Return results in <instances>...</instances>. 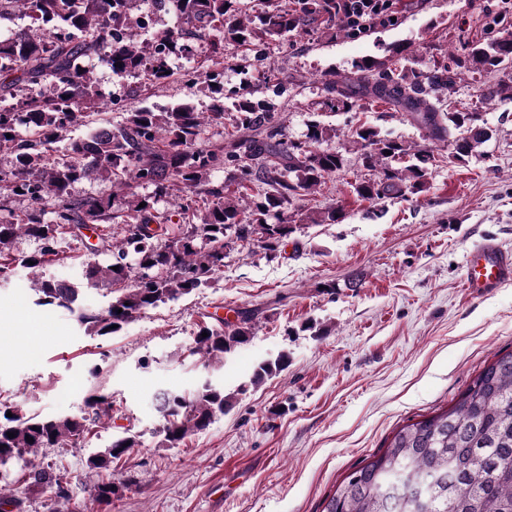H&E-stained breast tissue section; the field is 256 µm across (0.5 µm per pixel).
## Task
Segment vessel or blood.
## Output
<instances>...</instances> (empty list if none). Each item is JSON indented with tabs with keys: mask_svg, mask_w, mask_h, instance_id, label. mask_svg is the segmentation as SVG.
<instances>
[{
	"mask_svg": "<svg viewBox=\"0 0 512 512\" xmlns=\"http://www.w3.org/2000/svg\"><path fill=\"white\" fill-rule=\"evenodd\" d=\"M512 284V252L492 241L474 246L466 262L465 285L477 297L494 294Z\"/></svg>",
	"mask_w": 512,
	"mask_h": 512,
	"instance_id": "vessel-or-blood-1",
	"label": "vessel or blood"
}]
</instances>
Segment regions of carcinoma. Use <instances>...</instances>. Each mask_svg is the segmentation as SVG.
Wrapping results in <instances>:
<instances>
[{"instance_id":"obj_1","label":"carcinoma","mask_w":512,"mask_h":512,"mask_svg":"<svg viewBox=\"0 0 512 512\" xmlns=\"http://www.w3.org/2000/svg\"><path fill=\"white\" fill-rule=\"evenodd\" d=\"M132 0H0L3 14L24 12L37 29L0 40V153L12 157V169L0 174V199L28 202L22 212L0 220V279L9 278L14 244L26 236L40 243L27 256L40 307L64 308L88 335L112 336L146 310L191 294L209 284L224 268V248L236 243L275 252L296 230L288 205L317 189L340 171L343 153L324 149L336 129L319 120L302 141L285 140L283 124L262 101L243 97L234 103L235 128L219 144L200 143L203 128L224 119V44L251 51L257 44L314 24L346 31L342 0H264L265 9L251 16L244 0H179L176 24L153 29L144 38L131 23ZM210 41L211 64L183 74L187 85L211 100L202 112L190 101L162 110L134 108L114 130L72 139L67 158L49 162L47 152L73 127L99 114L92 60L113 78L136 76L151 88L173 77L171 61L195 53V42ZM512 63V27L497 13L485 17V36L469 41L454 65L437 64L426 72L401 66L399 60L360 61L353 75L323 79L325 108L357 112L363 102L381 101L422 130V142L389 138L376 126L361 124L350 143L371 172L352 184L353 193L371 206L423 192L435 162L433 145L446 142L452 158L464 162L480 154L490 133L480 113L443 108L440 93L454 85L457 69L480 73ZM228 170V180L214 184L212 170ZM115 184L107 198L76 199L71 186L85 178ZM261 187L249 208L241 209L236 193ZM143 186L153 188L143 195ZM21 192H16V189ZM179 189L189 195L186 210L193 220L164 244L163 218L155 200ZM208 206L196 208L197 198ZM55 201L52 210L42 205ZM145 206H140V203ZM310 224H337L338 207L315 210ZM70 224L123 226L124 236L109 244L113 260L82 262L80 285L70 288L43 275L52 238ZM134 256L135 264L126 262ZM109 290L100 309L76 306L82 289ZM207 336H202V333ZM254 338L253 317L202 326L191 354L203 367L224 362L226 355ZM288 366V357L260 363L251 378L258 385ZM235 395L203 381L186 396L167 390L160 396L161 443L178 448L232 407ZM87 411L41 417L29 415L17 402L0 400V468L22 464L27 486L59 497L67 494L66 471L37 468L41 451L83 441L112 402L105 394L89 396ZM14 437H8V433ZM33 441H27V438ZM138 447L133 435L110 443L88 458V468L103 473L91 494L110 506L122 496L112 482V462ZM321 512H512V351L486 364L456 403L400 427L364 465L350 473L324 499Z\"/></svg>"}]
</instances>
